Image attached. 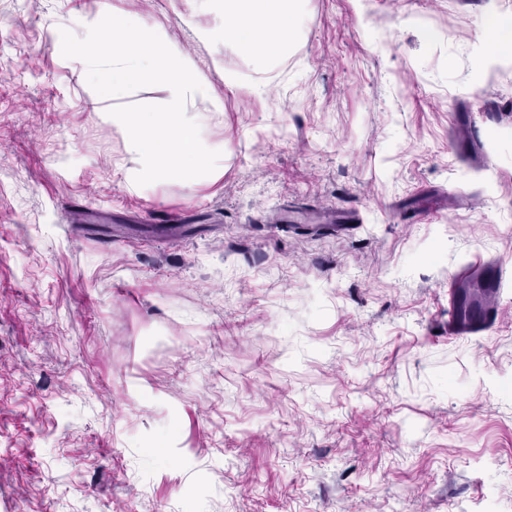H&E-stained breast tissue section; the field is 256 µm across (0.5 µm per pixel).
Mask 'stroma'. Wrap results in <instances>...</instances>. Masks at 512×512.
Returning <instances> with one entry per match:
<instances>
[{
    "instance_id": "1",
    "label": "stroma",
    "mask_w": 512,
    "mask_h": 512,
    "mask_svg": "<svg viewBox=\"0 0 512 512\" xmlns=\"http://www.w3.org/2000/svg\"><path fill=\"white\" fill-rule=\"evenodd\" d=\"M98 2L0 0V512H512V287L448 333L449 274L512 259V0H305L259 98L187 0H110L224 102L223 177L141 195L64 57ZM488 59L491 61L512 58V20L493 19L485 37ZM212 62L215 70L222 74L226 88L240 89L243 87H266L267 85L265 81L260 82L236 70L229 69L222 59L215 58Z\"/></svg>"
}]
</instances>
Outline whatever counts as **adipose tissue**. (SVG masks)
Masks as SVG:
<instances>
[{"label":"adipose tissue","mask_w":512,"mask_h":512,"mask_svg":"<svg viewBox=\"0 0 512 512\" xmlns=\"http://www.w3.org/2000/svg\"><path fill=\"white\" fill-rule=\"evenodd\" d=\"M302 0H224L214 23L194 28L206 43L233 47L264 69L287 56L300 26ZM78 32L69 43L68 62L90 70L94 81L87 93L98 104L102 93L112 99V122L127 136L131 158L120 172L128 191L142 194L159 181L177 177L188 185L214 182L224 175V148L204 136L206 115L222 101L210 100L195 60L168 28L138 16L115 15L109 0L96 11L72 18ZM156 84L160 98L135 100L146 82Z\"/></svg>","instance_id":"1"}]
</instances>
